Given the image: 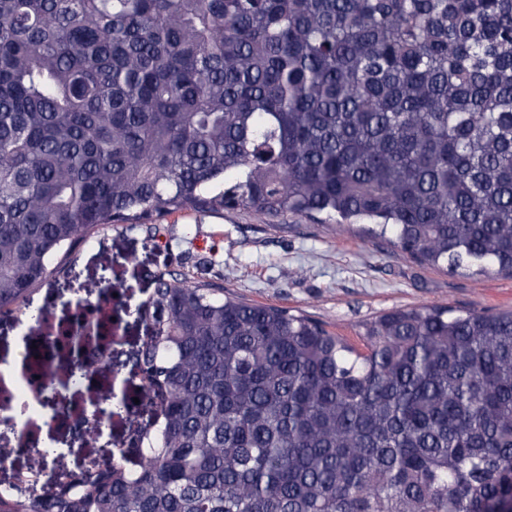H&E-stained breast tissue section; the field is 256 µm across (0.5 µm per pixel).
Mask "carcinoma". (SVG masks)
Wrapping results in <instances>:
<instances>
[{
    "mask_svg": "<svg viewBox=\"0 0 512 512\" xmlns=\"http://www.w3.org/2000/svg\"><path fill=\"white\" fill-rule=\"evenodd\" d=\"M379 226L512 275V0H0V315L101 224L182 209ZM138 455L0 512H490L512 311L398 309L361 353L155 279Z\"/></svg>",
    "mask_w": 512,
    "mask_h": 512,
    "instance_id": "obj_1",
    "label": "carcinoma"
}]
</instances>
